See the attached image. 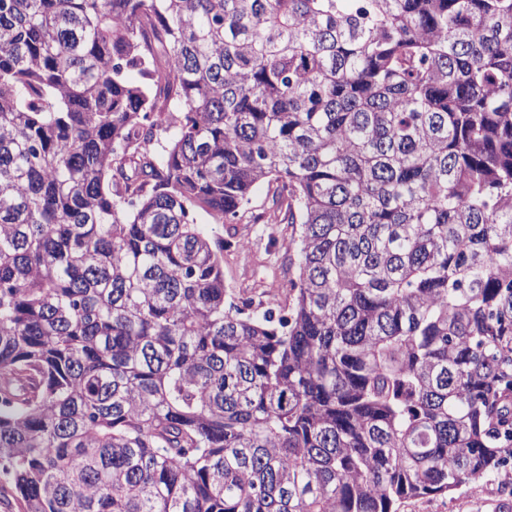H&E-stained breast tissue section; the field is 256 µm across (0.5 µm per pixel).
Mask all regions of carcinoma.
Returning <instances> with one entry per match:
<instances>
[{
  "label": "carcinoma",
  "instance_id": "carcinoma-1",
  "mask_svg": "<svg viewBox=\"0 0 512 512\" xmlns=\"http://www.w3.org/2000/svg\"><path fill=\"white\" fill-rule=\"evenodd\" d=\"M199 213L293 226L287 308L235 303ZM476 478L512 485V0H0L21 512H398Z\"/></svg>",
  "mask_w": 512,
  "mask_h": 512
}]
</instances>
